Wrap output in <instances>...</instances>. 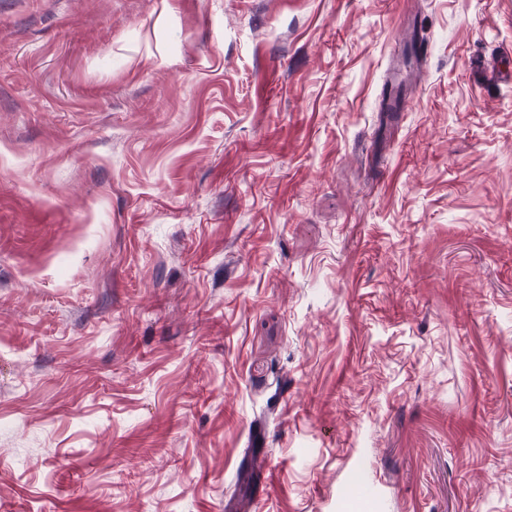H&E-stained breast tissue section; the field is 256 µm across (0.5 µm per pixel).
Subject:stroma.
<instances>
[{
  "label": "stroma",
  "mask_w": 512,
  "mask_h": 512,
  "mask_svg": "<svg viewBox=\"0 0 512 512\" xmlns=\"http://www.w3.org/2000/svg\"><path fill=\"white\" fill-rule=\"evenodd\" d=\"M485 65L512 0H0V512H512Z\"/></svg>",
  "instance_id": "35a3bbf8"
}]
</instances>
